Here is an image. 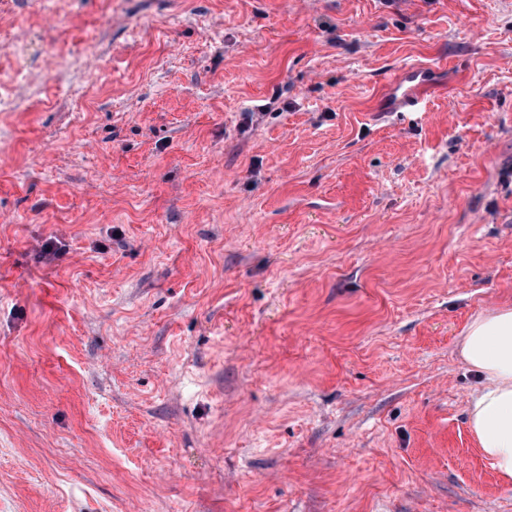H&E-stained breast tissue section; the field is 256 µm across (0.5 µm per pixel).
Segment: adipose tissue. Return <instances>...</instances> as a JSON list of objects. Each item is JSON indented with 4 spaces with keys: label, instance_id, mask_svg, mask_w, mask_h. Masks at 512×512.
I'll use <instances>...</instances> for the list:
<instances>
[{
    "label": "adipose tissue",
    "instance_id": "adipose-tissue-1",
    "mask_svg": "<svg viewBox=\"0 0 512 512\" xmlns=\"http://www.w3.org/2000/svg\"><path fill=\"white\" fill-rule=\"evenodd\" d=\"M461 354L482 380L467 416L483 456L512 482V308L477 316L466 328Z\"/></svg>",
    "mask_w": 512,
    "mask_h": 512
}]
</instances>
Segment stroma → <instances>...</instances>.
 Instances as JSON below:
<instances>
[{
  "label": "stroma",
  "instance_id": "obj_1",
  "mask_svg": "<svg viewBox=\"0 0 512 512\" xmlns=\"http://www.w3.org/2000/svg\"><path fill=\"white\" fill-rule=\"evenodd\" d=\"M389 2L0 0V512H512V0ZM431 71L427 67L410 66L398 75L381 98L379 111L412 112L425 106V89L430 81ZM461 354L482 380L468 425L483 456L512 482V308L477 316L466 328Z\"/></svg>",
  "mask_w": 512,
  "mask_h": 512
}]
</instances>
